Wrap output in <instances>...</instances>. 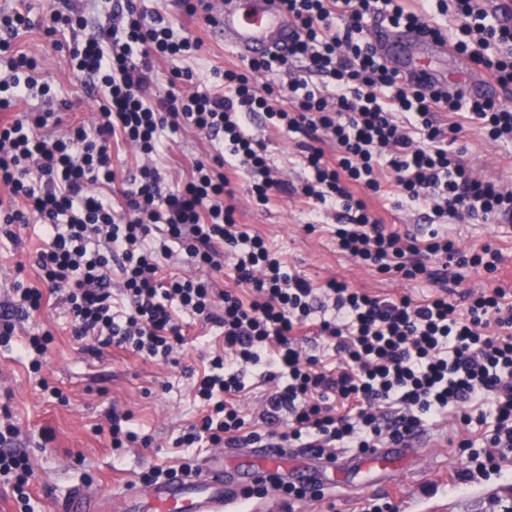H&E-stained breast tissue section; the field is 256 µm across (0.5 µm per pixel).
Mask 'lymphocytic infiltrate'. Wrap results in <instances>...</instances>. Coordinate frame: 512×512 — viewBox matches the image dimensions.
I'll return each instance as SVG.
<instances>
[{"label":"lymphocytic infiltrate","instance_id":"lymphocytic-infiltrate-1","mask_svg":"<svg viewBox=\"0 0 512 512\" xmlns=\"http://www.w3.org/2000/svg\"><path fill=\"white\" fill-rule=\"evenodd\" d=\"M490 0H280L296 27L287 55L249 60L247 68L214 74L209 92L191 90L192 69H172L168 89L156 90L159 63H203V41L136 0H112L87 23L58 0L43 29L70 33L66 59L76 76L100 91L92 122L63 113L24 114L0 122V234L37 218L46 239L34 265L37 285H16L0 306V346L17 343L40 371L53 341L43 332L15 341L20 321L47 299L64 303L71 332L90 354L121 348L145 359L172 360L188 342L183 315L222 329L224 347L192 385L205 407L175 445L209 441L227 448H305L317 457L337 449L359 453L399 446L432 419L458 413L463 426L491 423L480 451L451 481L466 483L473 468H499L512 450V300L502 287L467 294V308L447 291L416 302L383 298L332 278L319 287L284 272L265 239L236 217L230 171L247 175L249 192L266 206L288 196L306 208L334 207L337 248L361 264L408 280L441 285L449 266L499 271L501 250L459 248L446 225L461 217L512 223V186L474 175L464 160L468 131L512 143V106L487 97L463 100L441 87L411 85L376 54L368 36L378 23L418 28L434 41L482 65L500 87L512 85V13ZM452 15V26L440 24ZM28 12H0V112L56 97L39 81L35 57L14 50L11 36L31 28ZM287 86L257 84L256 75L292 70ZM264 117L276 129L304 136L308 178L296 184L271 167L263 142L244 127ZM190 128L222 143L223 153L199 154L187 175L162 190L156 165L165 131ZM130 145L144 161L118 182L112 143ZM396 198L428 213L427 239L391 230L365 194ZM123 200L114 209L113 196ZM234 252L236 286L172 276L175 249L201 268L220 269L223 248ZM330 311L317 334L336 352L335 370L303 352L300 334L315 312ZM275 382L264 413L287 415L285 430L260 432L245 421L239 398L245 371ZM286 385H279V378ZM479 408L471 416V408ZM19 433L0 425V484L29 504L33 470L13 450Z\"/></svg>","mask_w":512,"mask_h":512}]
</instances>
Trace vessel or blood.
<instances>
[{
  "label": "vessel or blood",
  "instance_id": "obj_1",
  "mask_svg": "<svg viewBox=\"0 0 512 512\" xmlns=\"http://www.w3.org/2000/svg\"><path fill=\"white\" fill-rule=\"evenodd\" d=\"M212 33L243 59L287 47L295 28L278 0H212ZM389 66L400 76L425 85L448 87L465 96L489 93L493 85L470 71L464 58L434 42L415 28L387 27L372 36ZM283 454L271 448H250L245 463L225 467L220 456L203 461L191 475H179L148 486L130 480L116 496L123 512H262L259 505L242 509L240 491L280 474L323 490L330 475L339 471L336 459L322 461L320 469L284 471Z\"/></svg>",
  "mask_w": 512,
  "mask_h": 512
}]
</instances>
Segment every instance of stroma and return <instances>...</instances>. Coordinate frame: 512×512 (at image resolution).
Segmentation results:
<instances>
[{"mask_svg":"<svg viewBox=\"0 0 512 512\" xmlns=\"http://www.w3.org/2000/svg\"><path fill=\"white\" fill-rule=\"evenodd\" d=\"M52 0H26L35 22L14 39L15 50L42 61V77L51 83L68 116L91 121L94 101L83 83L63 65L66 50L54 47L39 21ZM248 134L262 140L269 162L290 180L305 173L299 163L303 135L265 127L255 120ZM466 163L477 173L512 183V144H491L478 133L466 138ZM238 219L267 240L282 259L287 272L298 275L313 286L334 277L355 288H364L385 298L407 295L422 300L437 287L425 281L391 279L375 269L364 267L339 251L325 225L334 223L333 211L323 208L303 211L292 198H280L267 207L255 205L247 192L245 176L233 177ZM317 221L319 231L305 229ZM16 240L0 237V303L6 302L14 285L32 283L36 272L30 257L43 245L42 226L37 220L15 225ZM448 233L461 247L489 245L509 255L502 271L488 273L480 268H449L446 277L449 300L458 302L467 292L502 286L512 289V223H486L479 219L449 223ZM25 333L51 331L54 341L40 373H33L16 347H0V409L8 408L10 420L19 429L15 447L28 454L34 468L30 487L34 512H63L71 493L82 489L91 493H111L114 485L139 479L150 467L180 470L183 464L200 465L215 454L211 444L193 448L175 447L174 441L189 424L203 416L194 400L191 371L203 368V355L221 348L219 327L199 320L191 321L190 341L177 355V364L145 360L119 349L103 350L91 356L85 341L71 334V319L65 305L49 303L21 323ZM59 388L69 398L62 405L41 388L42 382ZM130 412L139 436L148 437L149 447L113 450L108 432L101 426L111 409ZM427 433L446 438L438 448H419L409 457L399 458L387 468H368L357 464L356 455L339 451L342 474L335 487L319 499L296 503L295 512H360L368 503L391 504L395 512L425 502L433 493L447 492L450 512H512V493L500 492V484L512 481V464L500 470L474 475L467 488L446 490L443 480L450 467L464 460L457 448L459 424L456 416L432 420Z\"/></svg>","mask_w":512,"mask_h":512,"instance_id":"35a3bbf8","label":"stroma"}]
</instances>
